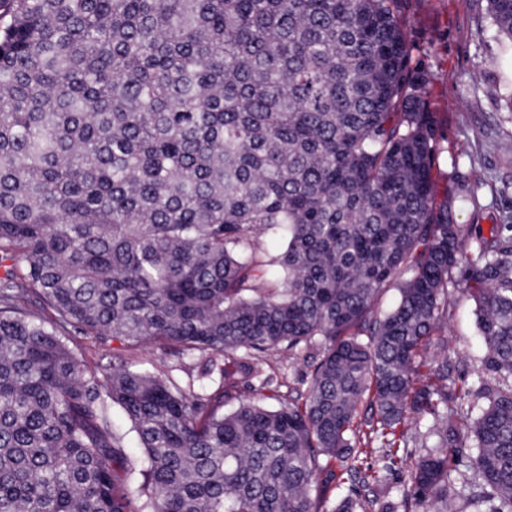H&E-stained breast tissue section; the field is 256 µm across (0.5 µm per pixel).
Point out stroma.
<instances>
[{"label": "stroma", "mask_w": 512, "mask_h": 512, "mask_svg": "<svg viewBox=\"0 0 512 512\" xmlns=\"http://www.w3.org/2000/svg\"><path fill=\"white\" fill-rule=\"evenodd\" d=\"M411 70L424 76L428 110L437 133L433 171L437 202H449L458 223L490 226L512 208V193L498 195L487 179L512 182V42L491 25L487 0H399ZM447 350L458 382L472 379L481 354L474 304L448 290V319L431 354Z\"/></svg>", "instance_id": "1"}]
</instances>
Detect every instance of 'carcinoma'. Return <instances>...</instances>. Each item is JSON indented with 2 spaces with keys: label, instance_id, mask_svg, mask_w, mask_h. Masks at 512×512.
Listing matches in <instances>:
<instances>
[{
  "label": "carcinoma",
  "instance_id": "carcinoma-1",
  "mask_svg": "<svg viewBox=\"0 0 512 512\" xmlns=\"http://www.w3.org/2000/svg\"><path fill=\"white\" fill-rule=\"evenodd\" d=\"M396 2L0 0V512H448L466 445L470 512H512V213L435 203ZM455 269L485 346L460 388L445 344L423 374ZM71 341L69 345L84 364L95 367L101 362L104 364L107 362V359L102 360L105 352L102 351L101 347L90 343L88 340L82 339L80 336H73ZM141 361L144 363V367L151 372L157 374H167L171 373L184 382H187L190 375L194 376L197 373V367L204 362V358L201 354H196L193 357L183 358L181 360V365H179L180 360L172 354H164L160 351L146 350L142 354ZM178 366V367H176ZM182 368H179V367ZM180 369L174 370L172 369ZM263 365L265 374L273 376L274 380L286 382L290 380L292 384L295 383V387L305 388V385L297 384V380L305 375V368L302 364L291 365L283 354L272 352L267 356V361Z\"/></svg>",
  "mask_w": 512,
  "mask_h": 512
}]
</instances>
